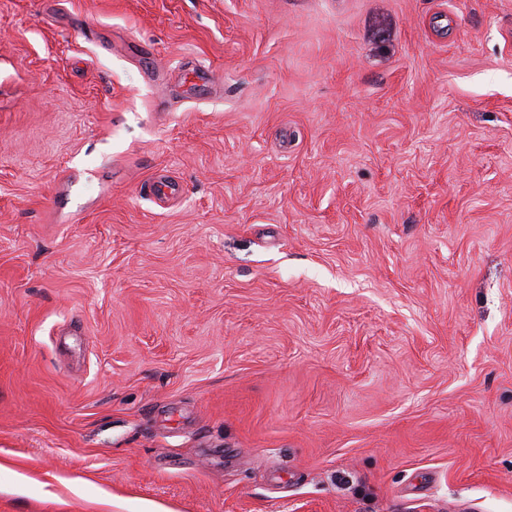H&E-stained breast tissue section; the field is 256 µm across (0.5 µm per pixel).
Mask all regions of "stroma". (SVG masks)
<instances>
[{"instance_id":"1","label":"stroma","mask_w":512,"mask_h":512,"mask_svg":"<svg viewBox=\"0 0 512 512\" xmlns=\"http://www.w3.org/2000/svg\"><path fill=\"white\" fill-rule=\"evenodd\" d=\"M147 501L512 512V0H0V512Z\"/></svg>"}]
</instances>
